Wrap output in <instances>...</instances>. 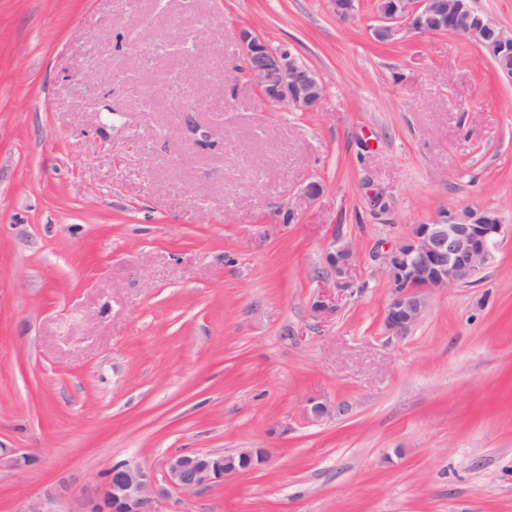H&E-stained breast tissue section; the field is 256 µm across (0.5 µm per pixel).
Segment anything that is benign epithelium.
Returning a JSON list of instances; mask_svg holds the SVG:
<instances>
[{
    "label": "benign epithelium",
    "instance_id": "benign-epithelium-1",
    "mask_svg": "<svg viewBox=\"0 0 512 512\" xmlns=\"http://www.w3.org/2000/svg\"><path fill=\"white\" fill-rule=\"evenodd\" d=\"M375 38L393 42L404 31L420 35L465 36L492 57L512 54V33L485 27L473 18L469 0L448 12L447 0H394L391 9L377 11ZM238 42L247 79L257 86L262 101L285 103L299 112L319 105L325 87L320 76L287 47L272 49L250 27L238 30ZM508 225L499 216L487 218L481 210L446 212L428 224H416L405 237L381 254L390 290L384 324L393 336L402 337L420 320L427 294L471 282L496 262ZM339 287L355 291L348 279L354 251L347 242L331 245L324 253ZM26 456L13 448H0V467L18 468ZM262 448H241L234 453L213 451L176 453L165 461V477L177 489L193 492L224 481L229 475L251 471L265 462ZM155 480L150 470L135 462L112 465L68 512H158ZM68 499V485L61 480L29 499L20 512H59L54 505Z\"/></svg>",
    "mask_w": 512,
    "mask_h": 512
}]
</instances>
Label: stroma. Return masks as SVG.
<instances>
[{"instance_id": "stroma-1", "label": "stroma", "mask_w": 512, "mask_h": 512, "mask_svg": "<svg viewBox=\"0 0 512 512\" xmlns=\"http://www.w3.org/2000/svg\"><path fill=\"white\" fill-rule=\"evenodd\" d=\"M376 7L0 0V448L36 458L0 469V512L120 461L159 512H512V237L402 338L378 257L443 211L512 225V82L460 36L377 41ZM242 27L321 76L315 111L261 100ZM241 448L268 460L165 479L173 453ZM324 259L327 266L336 276L339 287L354 293L359 288H353L354 284L348 279V271L354 260V251L347 242L340 243L336 247V241L325 251Z\"/></svg>"}]
</instances>
